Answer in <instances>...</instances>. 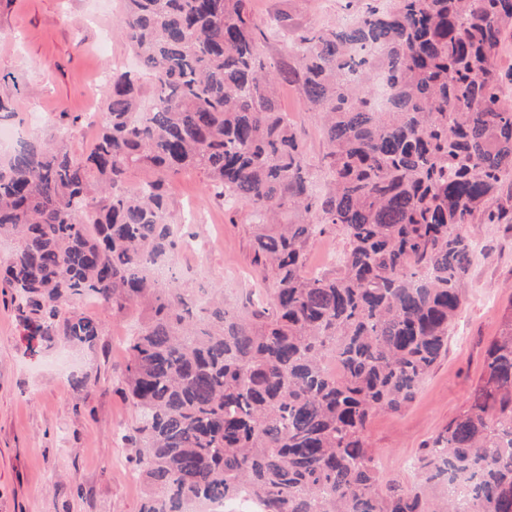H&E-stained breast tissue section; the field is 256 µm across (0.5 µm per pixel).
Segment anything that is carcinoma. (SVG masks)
Returning a JSON list of instances; mask_svg holds the SVG:
<instances>
[{
    "instance_id": "carcinoma-1",
    "label": "carcinoma",
    "mask_w": 512,
    "mask_h": 512,
    "mask_svg": "<svg viewBox=\"0 0 512 512\" xmlns=\"http://www.w3.org/2000/svg\"><path fill=\"white\" fill-rule=\"evenodd\" d=\"M117 26L151 95L115 71L88 153L32 137L0 159V237L16 242L0 286L40 343L99 336L97 320L61 318L69 297L144 313L124 371L140 512L242 493L260 512H512V311L466 407L418 458L415 486L380 481L367 436L448 351L477 254L467 225L512 223L498 65L512 0H371L350 22L299 30L274 70L248 0H125ZM281 81L321 122L323 196L279 107ZM136 169L151 177L128 195ZM186 170L255 218L256 261L275 288L249 314L225 307L221 289L199 301L153 278L177 246L169 178ZM329 227L348 244L339 272L309 275L307 245Z\"/></svg>"
}]
</instances>
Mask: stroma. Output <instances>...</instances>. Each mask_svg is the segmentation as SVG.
Masks as SVG:
<instances>
[{"label":"stroma","mask_w":512,"mask_h":512,"mask_svg":"<svg viewBox=\"0 0 512 512\" xmlns=\"http://www.w3.org/2000/svg\"><path fill=\"white\" fill-rule=\"evenodd\" d=\"M365 0H250L253 17L286 19L260 40L267 62L286 60L294 31L332 25ZM123 0H0V98L14 114L5 127L38 135L71 153H85L93 140L90 118L106 102V88H93L95 74L135 67L117 21ZM282 109L295 125L311 167L316 194L329 181L320 167L326 151L321 125L300 87H278ZM40 122H33V113ZM170 220L178 242L176 285L187 293L220 288L227 306L242 309L249 292L268 290L254 263L253 219L213 201L200 174L171 178ZM480 240L464 284L465 303L453 322L448 351L421 383L401 414L381 413L368 426L379 448L381 479L415 483V463L425 444L463 409L479 381L485 350L512 307V224H472ZM347 241L330 229L308 246V273L333 271L332 253ZM18 301L0 288V512H139L145 486L131 481L129 444L136 410L124 394L127 346L138 322L115 315L89 296L64 303L61 314L99 320L102 334L90 346L63 340L28 349L17 320ZM85 378V386L74 378Z\"/></svg>","instance_id":"stroma-1"}]
</instances>
